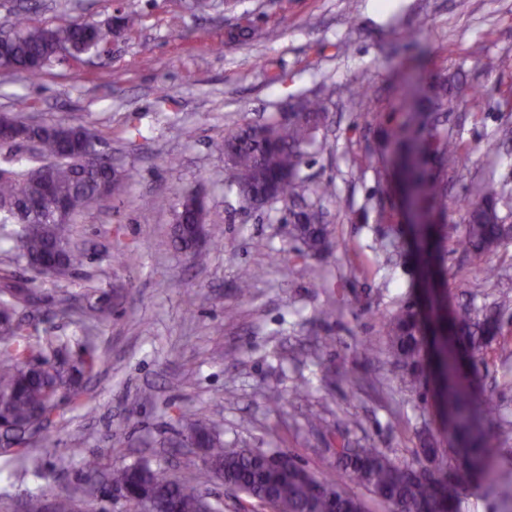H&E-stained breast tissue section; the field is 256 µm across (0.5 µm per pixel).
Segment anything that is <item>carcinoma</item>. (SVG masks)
Returning a JSON list of instances; mask_svg holds the SVG:
<instances>
[{
    "instance_id": "carcinoma-1",
    "label": "carcinoma",
    "mask_w": 512,
    "mask_h": 512,
    "mask_svg": "<svg viewBox=\"0 0 512 512\" xmlns=\"http://www.w3.org/2000/svg\"><path fill=\"white\" fill-rule=\"evenodd\" d=\"M138 23L134 12L121 14V33ZM111 25L88 26L69 23L62 26H32L17 18L16 30L0 40V62L13 71L36 73L67 54L80 58L112 43L117 38ZM477 93L466 83L438 80L426 109L448 112L455 102H475ZM327 95L302 98L293 105L286 119L274 116L262 123H243L224 136L227 185L246 205L268 198L288 204V224L292 240L307 254L324 251L331 229L314 218H323V202L335 194L329 181L312 182L302 176L305 148L313 144L329 112ZM419 114L412 115L392 137L395 160L402 176L405 194L422 223L415 225L420 238L433 242L431 255L441 252L447 241L443 225L433 223L448 214V172L459 166L466 148L462 142L440 130L422 138L416 128ZM69 138L59 137L58 125L46 124L33 130L38 141L36 159L44 162L49 181L28 172L0 169V224H14L6 233L13 255L39 270L53 251H59L53 280L68 279L82 267L87 254L73 244L76 216L93 210L105 200L102 188L128 177L112 161L98 156L87 165L86 156L94 149V135L81 124H67ZM51 185L68 204V211L56 216L46 210H33L29 204L43 197ZM504 191L488 184L478 197L463 205L467 216L465 235L457 249L482 261L512 240V225L503 223L499 203ZM155 209L174 212L173 235L180 249L193 255L197 263L207 254L196 248L197 224L206 221L207 206L193 190L179 192L171 200L159 196ZM38 292L6 269L0 270V322L5 339L0 343V420L14 425H34L54 413L59 401L82 404L83 381L94 374L101 362L87 346L76 357L67 353V344L49 331L39 333L19 319V313L36 306ZM512 306L503 295L484 308L462 304L451 314V329L469 357L499 342L502 314ZM59 314L77 317L90 333L112 315V292H103L94 301L77 304L71 298L60 301ZM378 332L386 336L385 346L363 345L362 355L372 361L386 357L400 371V383L414 388L425 376L426 361L422 325L413 309L403 304L384 317ZM436 361L444 383V404L448 425L464 462L446 472L419 470L405 461L389 458L381 449L368 445L354 453L347 448L336 453L341 475L363 486L374 498L398 507L399 512H461V493L474 479H480L506 496H512V483L500 474L505 463L502 449L496 447L482 429V420L498 413V405L483 401L481 411L472 405L470 393L458 382L464 362L458 351H448V337L433 341ZM182 436L205 444L207 472H222L224 483L248 499L265 503L272 512H363L358 497L345 492L334 478L310 471L286 452L274 462L263 461L249 448H226L216 432L217 425L194 413H183ZM109 486L96 491L105 495L114 488L127 493L130 512H143L142 496L148 495L154 512H205L197 483L174 479L146 463H135L108 471ZM89 488L78 487L71 494L56 497L52 512H79L81 495Z\"/></svg>"
}]
</instances>
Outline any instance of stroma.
I'll use <instances>...</instances> for the list:
<instances>
[{"label": "stroma", "mask_w": 512, "mask_h": 512, "mask_svg": "<svg viewBox=\"0 0 512 512\" xmlns=\"http://www.w3.org/2000/svg\"><path fill=\"white\" fill-rule=\"evenodd\" d=\"M374 2L232 0L230 8L194 13L185 0H0V28L23 3L35 25L103 24L118 7L141 17L128 35L82 61H56L36 75L0 70V112L86 125L98 136L96 149L131 174L80 219L76 240L87 261L69 280H43L13 261L0 239V266L41 298L27 320L51 328L70 352L80 350L82 332L56 315L58 301L90 286L122 287L97 330L102 364L83 406L60 403L50 447L40 434L30 439L42 474L0 454V512L66 492L83 481L88 462L106 471L140 459L194 479L224 512H269L225 490L200 451L181 447L180 415L188 410L217 423L226 447L280 450L316 472H336L334 429L350 447L371 442L411 463L420 434H430L440 465H457L433 378L401 389L389 366L365 359L359 344L377 340L378 317L405 303L427 320L512 294V245L486 258L484 266L500 271L494 278L449 250L427 265L394 158L381 146L437 79L466 80L483 100L476 112L460 104L442 125L469 148L465 164L448 175V239L466 229L457 202L483 183L504 190L500 214L512 224V141L486 149L512 127V99L500 95L512 86V0H390L384 9ZM245 17L252 37L227 41ZM410 30L417 42L406 41ZM489 57L491 70L483 65ZM324 93L331 104L319 135L328 146L310 148L302 173L332 181L336 195L324 205L331 246L312 257L289 238L284 203L245 209L227 190L222 143L235 124ZM182 188L204 191L210 222L224 228L203 266L175 246L171 210L149 205ZM384 233L396 242L388 262L373 250ZM131 248L140 254L134 266L123 260ZM245 270L259 276L243 298L236 284ZM331 298L342 312L325 325L318 311ZM351 375L368 386L351 387ZM470 379L475 393L493 392L499 402L491 433L512 455V360L491 346ZM313 411L322 417L317 429L307 420Z\"/></svg>", "instance_id": "obj_1"}]
</instances>
